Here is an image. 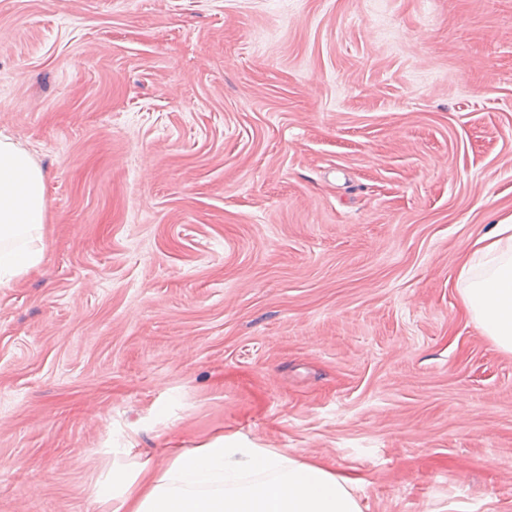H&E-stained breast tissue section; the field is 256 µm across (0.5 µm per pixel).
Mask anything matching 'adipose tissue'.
I'll use <instances>...</instances> for the list:
<instances>
[{"label": "adipose tissue", "mask_w": 512, "mask_h": 512, "mask_svg": "<svg viewBox=\"0 0 512 512\" xmlns=\"http://www.w3.org/2000/svg\"><path fill=\"white\" fill-rule=\"evenodd\" d=\"M45 224L40 166L20 143L1 138V288L40 263ZM456 282L484 336L512 354V216L472 244ZM98 500L112 512H362L352 479L238 434L215 436L162 464L113 472Z\"/></svg>", "instance_id": "1"}]
</instances>
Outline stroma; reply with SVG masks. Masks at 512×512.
<instances>
[{
    "label": "stroma",
    "mask_w": 512,
    "mask_h": 512,
    "mask_svg": "<svg viewBox=\"0 0 512 512\" xmlns=\"http://www.w3.org/2000/svg\"><path fill=\"white\" fill-rule=\"evenodd\" d=\"M0 134L47 203L0 512L219 432L362 512H512V354L456 283L512 215V0H0Z\"/></svg>",
    "instance_id": "stroma-1"
}]
</instances>
